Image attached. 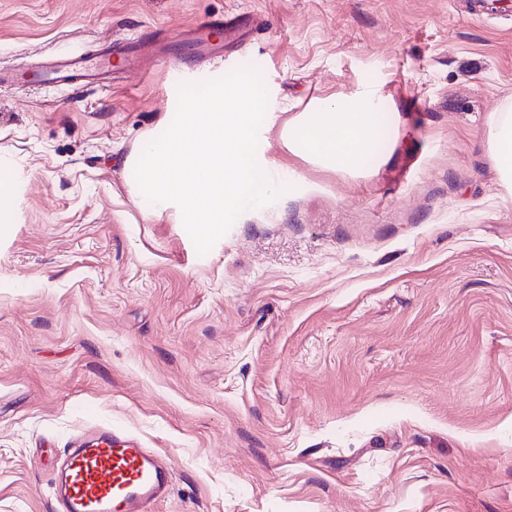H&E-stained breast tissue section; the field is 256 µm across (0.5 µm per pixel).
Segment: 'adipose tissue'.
Segmentation results:
<instances>
[{"label":"adipose tissue","instance_id":"ef3b65f1","mask_svg":"<svg viewBox=\"0 0 512 512\" xmlns=\"http://www.w3.org/2000/svg\"><path fill=\"white\" fill-rule=\"evenodd\" d=\"M371 96L322 101L291 124L288 145L319 166L339 171L359 169L374 147L376 114ZM488 151L501 179L512 185V113L495 112L488 120Z\"/></svg>","mask_w":512,"mask_h":512}]
</instances>
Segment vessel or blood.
<instances>
[{"mask_svg":"<svg viewBox=\"0 0 512 512\" xmlns=\"http://www.w3.org/2000/svg\"><path fill=\"white\" fill-rule=\"evenodd\" d=\"M195 58L222 55L224 47L208 25H200L186 44ZM101 62L72 60L41 71L43 81L56 82L81 71L93 80ZM167 463L131 438L103 430L68 455L57 474L55 512H150L170 489Z\"/></svg>","mask_w":512,"mask_h":512,"instance_id":"1","label":"vessel or blood"}]
</instances>
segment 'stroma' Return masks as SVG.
Wrapping results in <instances>:
<instances>
[{"mask_svg": "<svg viewBox=\"0 0 512 512\" xmlns=\"http://www.w3.org/2000/svg\"><path fill=\"white\" fill-rule=\"evenodd\" d=\"M237 29L219 62L170 46ZM102 80L30 82L66 56ZM251 66L284 192L206 254L125 168L180 84ZM0 512H53L75 438L173 469L151 512H512V195L486 118L512 102V0H0ZM379 88L354 173L288 121Z\"/></svg>", "mask_w": 512, "mask_h": 512, "instance_id": "obj_1", "label": "stroma"}]
</instances>
